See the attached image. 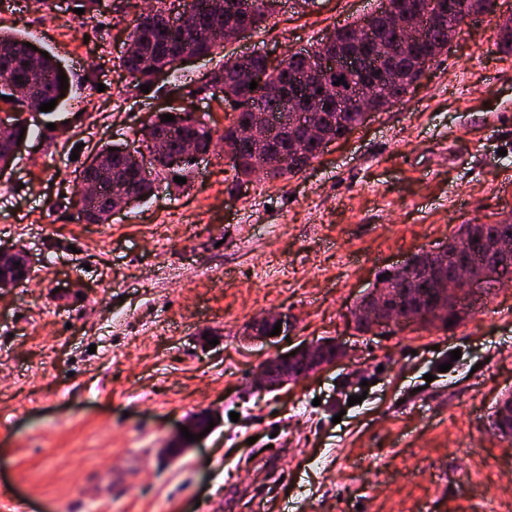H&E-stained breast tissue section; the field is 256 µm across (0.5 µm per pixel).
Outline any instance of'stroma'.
Returning a JSON list of instances; mask_svg holds the SVG:
<instances>
[{
	"label": "stroma",
	"mask_w": 512,
	"mask_h": 512,
	"mask_svg": "<svg viewBox=\"0 0 512 512\" xmlns=\"http://www.w3.org/2000/svg\"><path fill=\"white\" fill-rule=\"evenodd\" d=\"M83 2L0 0V28L72 74L0 176V247L34 261L0 289V512H512V439L491 427L512 392V281L451 329L354 319L384 271L512 216L496 17L467 19L418 87L304 172L239 184L210 153L185 184L160 173L151 198L89 224L70 200L94 149L141 148L151 113L203 74L314 49L379 0H278L147 93L120 65L144 0ZM272 312L288 336L248 340ZM327 340L346 356L258 388L266 359ZM201 416L212 430L186 441Z\"/></svg>",
	"instance_id": "stroma-1"
}]
</instances>
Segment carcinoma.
<instances>
[{"label": "carcinoma", "mask_w": 512, "mask_h": 512, "mask_svg": "<svg viewBox=\"0 0 512 512\" xmlns=\"http://www.w3.org/2000/svg\"><path fill=\"white\" fill-rule=\"evenodd\" d=\"M275 5L276 0H250L251 13L241 15L233 10L231 0H184L183 7L190 12L194 23V34L191 36L171 31L161 18L150 19L144 15L129 34L128 49L121 58V67L126 70L135 88L151 86L154 84L155 69L164 68L172 72L178 70L180 58L171 51L178 43L185 40L195 51L215 54L219 50L224 26L247 22L257 29L271 17ZM425 25L430 46L442 48L448 44V30L459 29L461 19L456 14H450L446 21L438 25L428 20ZM356 26L357 23L354 22L334 28L326 37L330 48L340 54L353 51L356 48ZM371 28L375 47L392 56L391 66L400 71L397 80L381 85L373 92L370 104L374 110L383 112L402 100L410 85L418 79L414 60L420 56L423 47L398 46L394 31L382 16L372 19ZM27 42V37L22 34L0 31V95H7L6 87L13 83L27 93V98L18 107L20 112L37 111L41 104L53 99L57 100V106L64 105L65 99L60 97L58 80L62 70L60 62L51 53L47 59L39 58L38 64H30L32 48L25 46ZM497 51L512 56V17L499 24ZM317 55L316 49L290 53L283 68H272L264 57L256 55L242 66L226 62L200 81L195 89L197 93L204 92L211 98L221 99L226 94H233L245 98L249 105V109L233 115L220 137L225 153L232 161L236 178L252 177L255 174L254 159L257 157H268L270 170L267 179L277 180L298 174L319 156V149L302 141L298 132L294 131L296 121L291 118L290 113L281 111V98L266 93L267 86L277 80L300 101L308 95L318 94L317 87L301 86L297 83V77L315 65L314 58ZM342 77L344 80L335 87V95L339 97V101L331 103L330 109L321 117L324 132L331 140L348 137L365 121V113L360 107L351 104V100L359 91L366 75L347 71ZM253 81L257 83L254 89L250 88ZM257 111L279 112L275 127L265 139L249 143L237 140V129L255 120ZM170 114L175 116V120L171 122H163L161 117H156L151 135L168 137L173 152H178L188 140L205 150L213 144L211 129L196 118L192 111L176 108ZM140 167L141 164L131 155L115 150L98 167L85 170L87 177L97 181L100 192L90 201L79 202L80 218L88 224L108 223L110 190L113 175L116 173L124 175L130 183L137 186V200L142 201L154 195L155 186L152 183L137 179ZM509 235L512 236L511 219L499 224H463L456 236L446 244V258L451 262L467 253L475 261L497 273L500 278L507 274L512 275V254L505 257L478 247V242L482 240L490 241ZM431 309L437 310L438 316L429 321V324L437 321L446 327L450 321L453 325H458L468 311L473 309V305H447L430 294L429 289L423 288L417 297L404 295L392 308V313L408 320L423 310ZM492 427L501 436L512 437V396L497 403Z\"/></svg>", "instance_id": "obj_1"}]
</instances>
